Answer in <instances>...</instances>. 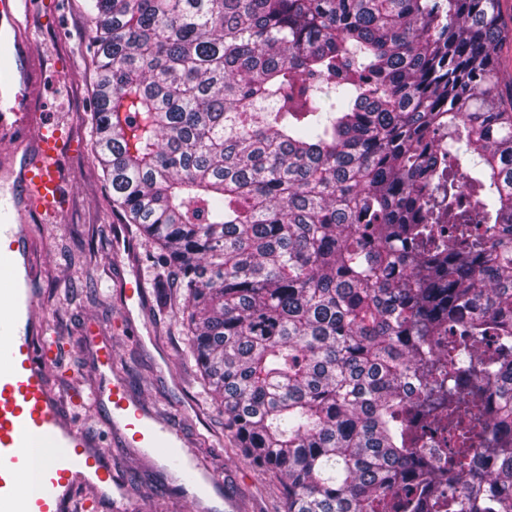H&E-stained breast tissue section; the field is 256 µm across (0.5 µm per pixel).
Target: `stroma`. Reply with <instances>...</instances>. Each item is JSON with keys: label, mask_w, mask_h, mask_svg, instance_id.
<instances>
[{"label": "stroma", "mask_w": 512, "mask_h": 512, "mask_svg": "<svg viewBox=\"0 0 512 512\" xmlns=\"http://www.w3.org/2000/svg\"><path fill=\"white\" fill-rule=\"evenodd\" d=\"M93 28L90 0H59L46 14L43 34L62 63L42 70L37 107L46 120L68 119L79 138L69 166L74 174L73 204L59 224H36L32 232L42 250V313L66 351L58 373L82 388L98 380L93 349L83 336L94 325L114 350V372L134 397L169 421L189 441L196 457L222 475V497L238 501L244 512H285V491L274 473L243 460L224 417L212 402L179 323L182 300L160 302L154 286L159 271L151 240L135 238V257H117L112 190L94 160L91 114L95 72L88 52ZM136 277L148 288L143 312L134 313L139 337L129 335L118 281ZM112 465L128 484L127 512H185L177 481L160 459L142 460L138 449L109 439Z\"/></svg>", "instance_id": "obj_1"}]
</instances>
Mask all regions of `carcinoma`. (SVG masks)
Segmentation results:
<instances>
[{
  "label": "carcinoma",
  "instance_id": "cac0c4a2",
  "mask_svg": "<svg viewBox=\"0 0 512 512\" xmlns=\"http://www.w3.org/2000/svg\"><path fill=\"white\" fill-rule=\"evenodd\" d=\"M498 2L93 0L112 208L286 512H512Z\"/></svg>",
  "mask_w": 512,
  "mask_h": 512
}]
</instances>
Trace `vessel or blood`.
I'll list each match as a JSON object with an SVG mask.
<instances>
[{
  "mask_svg": "<svg viewBox=\"0 0 512 512\" xmlns=\"http://www.w3.org/2000/svg\"><path fill=\"white\" fill-rule=\"evenodd\" d=\"M41 0H0V143L23 145L22 156L0 154L8 180L0 184V512H78L115 507L126 490L99 433L80 429L72 406L103 410L110 429L143 454L161 453L180 476L189 503L222 478L199 463L187 443L157 413L110 379L111 346L97 350L102 381L90 391H61L52 365L62 354L41 313V269L31 227L61 223L72 197L67 158L72 142L45 122L32 103L41 68L31 48L42 33ZM36 490H27L30 469Z\"/></svg>",
  "mask_w": 512,
  "mask_h": 512,
  "instance_id": "obj_1",
  "label": "vessel or blood"
}]
</instances>
